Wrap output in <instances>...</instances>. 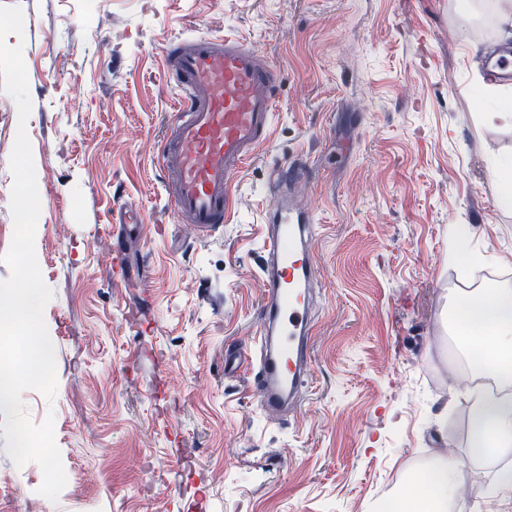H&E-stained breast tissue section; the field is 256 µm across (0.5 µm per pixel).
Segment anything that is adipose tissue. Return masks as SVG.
Listing matches in <instances>:
<instances>
[{
	"mask_svg": "<svg viewBox=\"0 0 512 512\" xmlns=\"http://www.w3.org/2000/svg\"><path fill=\"white\" fill-rule=\"evenodd\" d=\"M451 308L469 369L496 387L470 397V421L482 451L435 456L430 483L412 477L397 486L387 497L389 512H482L457 493L463 471L477 466L496 470L486 496L493 512H512V472L496 469L499 462L512 463V288L463 290Z\"/></svg>",
	"mask_w": 512,
	"mask_h": 512,
	"instance_id": "ef3b65f1",
	"label": "adipose tissue"
}]
</instances>
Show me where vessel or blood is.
Segmentation results:
<instances>
[{"label":"vessel or blood","instance_id":"obj_1","mask_svg":"<svg viewBox=\"0 0 512 512\" xmlns=\"http://www.w3.org/2000/svg\"><path fill=\"white\" fill-rule=\"evenodd\" d=\"M163 56L178 90L159 158L164 190L180 222L207 234L228 220L237 174L271 136L275 75L257 51L230 36L199 34L165 47ZM299 177L293 166L273 171L277 192L265 214L264 331L251 366L260 407L276 414L294 402L313 327L317 266L310 241L316 224L292 192Z\"/></svg>","mask_w":512,"mask_h":512}]
</instances>
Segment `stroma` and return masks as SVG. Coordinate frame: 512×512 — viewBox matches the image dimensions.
I'll list each match as a JSON object with an SVG mask.
<instances>
[{"label":"stroma","mask_w":512,"mask_h":512,"mask_svg":"<svg viewBox=\"0 0 512 512\" xmlns=\"http://www.w3.org/2000/svg\"><path fill=\"white\" fill-rule=\"evenodd\" d=\"M466 0H0L19 5L44 201L36 257L67 484L39 496L0 435L7 512H366L469 441L474 380L446 319L461 288H512V208L496 181L512 126L475 57L512 44ZM230 34L275 69L269 142L208 239L178 223L159 155L175 118L162 45ZM0 92V254L11 243L17 133ZM319 224L316 317L296 411L268 418L250 372L224 367L262 332L260 250L273 166ZM136 205L141 232L112 221ZM465 240L480 269L459 271Z\"/></svg>","instance_id":"1"}]
</instances>
